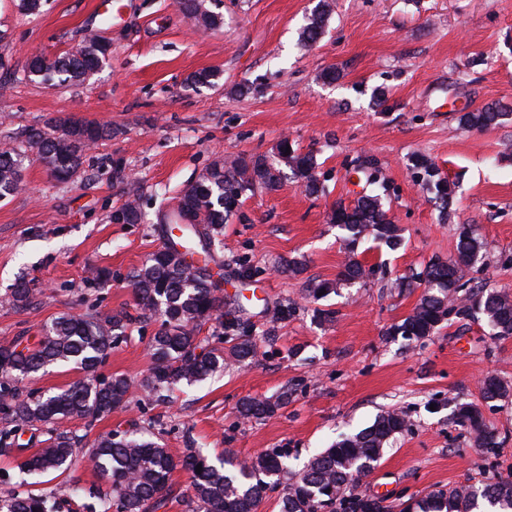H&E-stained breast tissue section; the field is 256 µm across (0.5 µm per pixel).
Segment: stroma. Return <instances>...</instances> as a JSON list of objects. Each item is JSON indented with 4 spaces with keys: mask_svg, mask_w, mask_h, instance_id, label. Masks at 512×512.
I'll list each match as a JSON object with an SVG mask.
<instances>
[{
    "mask_svg": "<svg viewBox=\"0 0 512 512\" xmlns=\"http://www.w3.org/2000/svg\"><path fill=\"white\" fill-rule=\"evenodd\" d=\"M331 2L323 34L304 48L298 33L317 0H223L224 23L211 30L173 0H108V9L125 12L114 21L97 16L96 0H47L35 17L0 0V30L10 46L0 68V142L63 113L114 131L90 151L99 165L76 182L56 183L34 162L24 190L0 201V296L21 279L33 293L25 308L0 305V347L37 341L46 323L67 313L135 311L131 277L165 242L158 208L174 206L215 159L271 156L286 137L298 152L315 153L325 186L311 195L290 176L277 191L246 193L215 249L224 274L223 320L273 335L265 353L181 386L163 403L135 393L126 410L91 425L72 418L23 426L20 450L0 457V470L16 471L52 434L80 438L64 478L85 493L60 512H90L109 493L108 479L88 463L90 448L134 425L153 432L177 459L190 444L212 460L227 450L244 459L285 448L298 468L339 434L399 409L407 431L354 495L384 496L396 506L512 473V398L481 397L485 375L512 385V337L492 338L479 315L421 340L390 334L422 297L416 273L454 256L461 225L485 244L468 273L472 282L512 290V0ZM91 34L111 54L89 82L48 90L25 80L32 55L60 54ZM201 69L217 71V85L185 89V79ZM328 70L335 81L324 80ZM491 104L510 119L482 131L459 124L458 107ZM418 155L454 183L449 215L430 202L412 164ZM116 165L145 195L144 223L109 219L128 199L127 185L112 177ZM359 165L385 177L388 215L403 244L391 251L363 239L355 257L372 276L316 301L310 284L335 280L346 260L329 215L336 203L354 200L346 173ZM290 260L302 262L300 274L286 270ZM93 268L106 269L108 279L92 280ZM399 280L406 286L397 291L392 284ZM284 303L295 315L273 322ZM318 309L328 320L315 318ZM157 329L152 319L132 324L100 376L139 379L152 364ZM285 390L290 401L274 415L239 418L243 398ZM458 401L480 404L500 437L496 454L452 424Z\"/></svg>",
    "mask_w": 512,
    "mask_h": 512,
    "instance_id": "35a3bbf8",
    "label": "stroma"
}]
</instances>
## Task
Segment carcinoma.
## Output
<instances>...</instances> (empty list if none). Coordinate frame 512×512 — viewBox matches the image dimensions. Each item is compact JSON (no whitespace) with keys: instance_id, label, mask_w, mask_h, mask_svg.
<instances>
[{"instance_id":"1","label":"carcinoma","mask_w":512,"mask_h":512,"mask_svg":"<svg viewBox=\"0 0 512 512\" xmlns=\"http://www.w3.org/2000/svg\"><path fill=\"white\" fill-rule=\"evenodd\" d=\"M180 11L192 16L205 29L223 23V15L213 10L207 0H177ZM332 11L330 0H319L308 23L299 31V42L307 47L324 32ZM95 36L78 46L47 59L31 57L26 66L27 81L45 88L77 86L86 83L106 60L98 49ZM217 73L203 69L186 78L190 89L210 87ZM508 113L487 107L459 113V124L467 129H486L501 123ZM112 129L94 122L59 115L40 128L25 130L9 138L0 148V200L20 192L24 162L32 157L60 183L79 177L88 143L112 137ZM287 166L300 179L308 194L324 190L316 174L318 164L313 153H299L288 140L278 143L273 160L263 155L222 159L209 164L178 198L176 207L159 216V223L177 228V242L151 254L134 272L132 287L137 316L120 310L100 319L82 314H64L43 327L44 336L22 349L0 348V413L10 425L0 430V455L15 451L19 430L33 421L54 422L64 418L95 419L127 406L133 382L115 374L99 377L100 365L118 341L125 336L130 322L153 318L160 322L151 339L152 366L138 381L145 392L163 398L186 384L201 382L224 371L228 365L254 359L260 345L249 335V325L237 324L239 335L226 336L220 344L203 342L199 330L223 312L224 298L217 295L219 284L213 279L210 263L212 247L221 243L224 224L232 216L231 204L257 189L276 191L281 187ZM413 167L422 175L430 200L441 211L448 210L454 190L442 177L434 162L418 156ZM370 193L359 196L352 205L339 203L330 220L341 230V243L347 261L334 282L326 281L308 289V296L318 299L336 291L340 282H354L367 275L355 259L360 239L370 236L389 250L400 247L402 236L382 208L387 192L385 179L374 170L366 176ZM133 199L112 211L110 219L125 224L144 221L142 193L131 190ZM180 247L185 255L197 257L198 266L187 272L168 260L166 251ZM484 242L473 230H459L456 257L434 260L417 280L425 292L414 311L395 325L392 336L407 340L434 335L451 320L464 321L476 314L486 319L497 339L512 337V294L505 290L471 288L466 271L482 257ZM32 301V289L24 281L11 289L4 303L22 308ZM55 364H71L83 378L66 388L43 395H22L7 379H22ZM486 401L512 396V386L496 376L488 377L481 387ZM284 391L275 398L247 397L240 401L238 414L244 420L262 419L288 404ZM453 423L466 428L477 446L492 451L499 446L496 430L484 419L477 403L455 406ZM408 429L405 412L391 409L381 412L372 425L338 439L326 450L313 455L300 470L288 468V449L269 448L259 456L241 460L226 455L211 462L186 449L175 461L158 442L135 430L113 431L98 440L91 450L95 469L112 482V497L100 501L102 512H157L165 506L173 489L170 476L177 466L191 473L189 486L179 501L184 512H258L267 493L282 486L280 512H394L385 499L345 495L346 489L372 472L390 439ZM78 441L64 432L49 438L20 463L28 476L63 475L74 462ZM201 472H196V466ZM81 488L63 481L50 493L23 491L0 498V512H59L61 504L79 496ZM483 499L494 512H512V473L479 486H460L429 493L424 500L409 503L401 512H474Z\"/></svg>"}]
</instances>
